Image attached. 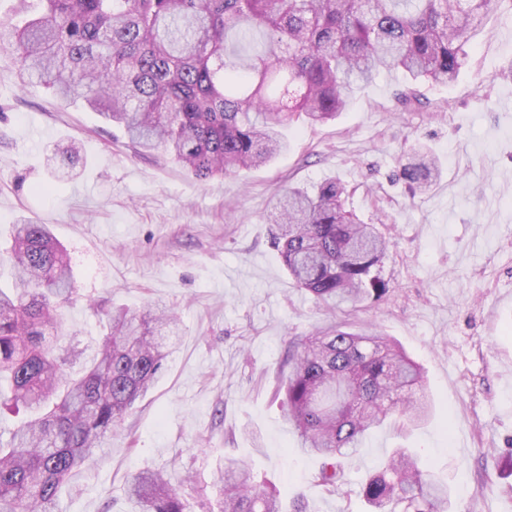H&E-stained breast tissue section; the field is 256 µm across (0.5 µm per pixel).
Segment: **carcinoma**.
<instances>
[{"instance_id": "cac0c4a2", "label": "carcinoma", "mask_w": 512, "mask_h": 512, "mask_svg": "<svg viewBox=\"0 0 512 512\" xmlns=\"http://www.w3.org/2000/svg\"><path fill=\"white\" fill-rule=\"evenodd\" d=\"M498 0H20L21 25L0 22V48L20 76L64 103L79 99L143 150L163 149L206 181L269 162L280 128L334 120L381 71L454 82ZM56 170L84 163L69 138ZM439 158L413 150L400 178L430 191ZM343 186L290 188L275 204L273 247L296 285L324 303L387 294L389 245L345 210ZM12 286L0 288V412L22 415L0 437V512H59L63 486L94 461L180 343L178 317L151 301L114 307L93 353L59 344L63 309L83 299L70 260L44 224L15 225ZM279 390L301 448L322 459L319 480L346 484L339 459L390 420L422 422L421 368L396 341L333 323L295 342ZM143 468L126 493L132 512H191L183 486ZM218 512H287L245 461L214 483ZM369 512H448V488L396 449L362 487Z\"/></svg>"}]
</instances>
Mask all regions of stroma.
I'll return each instance as SVG.
<instances>
[{
	"mask_svg": "<svg viewBox=\"0 0 512 512\" xmlns=\"http://www.w3.org/2000/svg\"><path fill=\"white\" fill-rule=\"evenodd\" d=\"M283 133L289 148L267 165L201 181L82 103L22 87L17 53L0 49V251L23 218L68 249L77 288L100 307L65 309L81 344L114 305L163 301L182 328L159 381L63 489L60 512H129L140 469L207 488L230 460L307 512H366L360 487L397 448L447 481L451 512H512V0H499L454 83L383 72L336 120ZM67 138L86 162L51 174ZM418 145L442 168L425 194L396 177ZM330 179L390 240L379 301L318 304L271 246L275 195ZM335 322L376 324L423 368L434 399L424 425L385 424L347 458L339 493L319 483V460L273 394L290 339Z\"/></svg>",
	"mask_w": 512,
	"mask_h": 512,
	"instance_id": "35a3bbf8",
	"label": "stroma"
}]
</instances>
